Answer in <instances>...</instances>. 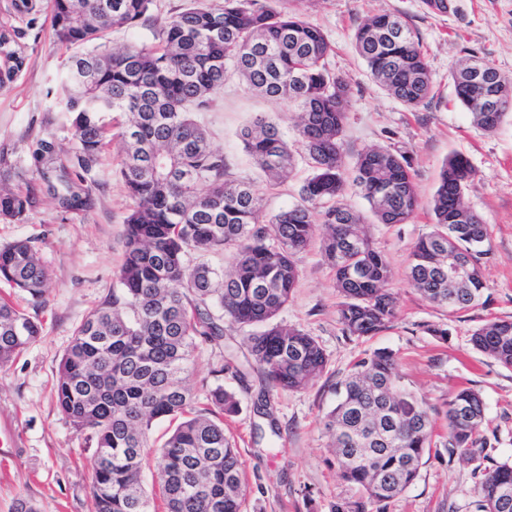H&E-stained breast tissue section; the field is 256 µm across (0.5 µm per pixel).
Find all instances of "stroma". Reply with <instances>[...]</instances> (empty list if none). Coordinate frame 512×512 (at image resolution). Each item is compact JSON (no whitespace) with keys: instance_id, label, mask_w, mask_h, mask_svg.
Instances as JSON below:
<instances>
[{"instance_id":"obj_1","label":"stroma","mask_w":512,"mask_h":512,"mask_svg":"<svg viewBox=\"0 0 512 512\" xmlns=\"http://www.w3.org/2000/svg\"><path fill=\"white\" fill-rule=\"evenodd\" d=\"M183 0H154L151 21L115 31L112 46L153 44L161 21ZM455 14H430L422 0H301L305 20L322 29L333 51L327 59L352 86L343 139L345 162L361 150L381 146L403 152L411 167L420 207L405 224L370 227L376 247L394 276L390 289L399 301L394 322L368 340L343 334L334 272L320 242L297 257L299 281L277 321L313 336L329 357L326 371L297 391L268 389L248 347V329L224 326V343L195 354L187 382L195 394L223 385L235 393L240 411L228 424L244 464L245 512H334L338 502L361 500L336 473L332 439L324 426L336 404L335 387L353 362L365 353L388 349L398 359L406 386L433 406L437 446L423 459L414 483L384 507V512H474V465L449 452L445 403L461 388L479 392L485 402V435L491 456L512 461V369L472 348V331L490 318H512V117L499 130L478 129L458 102L450 72L474 53L512 76V0H459ZM402 16L416 33L433 73V97L415 109L404 106L368 75L355 49L354 34L374 14ZM21 45L30 63L17 80L0 90V150L26 159L31 141L46 132L70 139L64 114L53 125L44 119L54 99L68 56L52 36L48 14L22 25ZM259 114L277 119L288 140L296 138V113L284 102L250 90L235 75L227 76L209 111L197 113L215 148L223 150L233 177L248 178L262 198L265 215L298 203L309 176L297 164L283 181H270L249 155L241 130ZM468 158L476 173L467 190L468 204L488 224L491 252L483 261L487 284L484 305L455 314L425 300L407 280L411 248L432 229L429 202L448 155ZM121 142L111 139L96 170L93 205L84 213L62 212L44 199L27 221L0 222V246L31 241L49 274L43 303L14 292L13 299L41 322V337L7 365L0 366V425L11 433L0 446V512H16L19 502L36 512H92L93 457L83 437L60 412L55 399L59 362L75 329L116 286L114 271L123 257L125 218L133 206L118 175ZM444 328L447 339L433 331ZM225 363L223 377L211 374ZM269 414L257 415L259 398Z\"/></svg>"}]
</instances>
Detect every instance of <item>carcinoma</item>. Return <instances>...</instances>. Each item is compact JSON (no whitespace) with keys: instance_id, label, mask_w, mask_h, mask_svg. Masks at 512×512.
<instances>
[{"instance_id":"1","label":"carcinoma","mask_w":512,"mask_h":512,"mask_svg":"<svg viewBox=\"0 0 512 512\" xmlns=\"http://www.w3.org/2000/svg\"><path fill=\"white\" fill-rule=\"evenodd\" d=\"M153 0H52L51 26L75 49L64 62L56 97L68 114L71 146L48 133L20 164L0 151V220L23 223L43 197L67 212L92 206V186L106 145L108 114L125 116L119 136V174L133 200L125 219L118 287L75 329L58 368L56 403L73 429L93 445L94 512H153L142 471L156 420L179 423L157 448L164 512H244L240 453L224 431L239 411L235 394L207 389V407L192 408L186 374L195 352L224 340V321L264 330L247 337L268 384L294 391L320 377L329 358L308 333L274 322L299 278L296 255L322 230V247L343 297L337 314L345 335L368 338L389 327L397 298L392 269L367 233V219L346 202L348 186L366 200L380 224H404L419 206L405 155L385 148L361 151L352 179L344 169L343 127L350 81L325 63L332 51L322 30L292 9L266 0H224L208 8L185 0L165 19L153 45H108L114 29L149 16ZM434 15L458 10L456 0H423ZM0 17V89L13 83L29 58L13 20L37 12L36 0H13ZM355 43L373 79L410 108L432 95L433 75L407 21L373 15ZM480 64L494 75L498 109L480 104L485 90L471 81ZM253 90L288 102L298 112L297 140L278 123L256 116L242 132L246 151L272 181L301 157L312 174L301 201L271 217L248 181L232 179L224 153L214 149L192 112L211 106L228 74ZM457 100L485 132L512 114V77L468 55L451 71ZM475 171L459 154L448 157L430 206L434 229L412 251L410 285L427 301L455 313L481 304L480 259L490 252L488 225L464 201ZM224 250L229 266L190 264L192 252ZM41 302L49 275L28 240L0 247V282ZM42 326L0 301V365L40 338ZM470 343L512 368V319L476 328ZM336 406L325 427L333 438L340 478L371 503H387L417 478L432 448L431 407L401 386L395 354L378 349L358 360L336 384ZM448 447L478 461L475 512H501L512 491V463L487 453L485 403L473 389L447 403Z\"/></svg>"}]
</instances>
